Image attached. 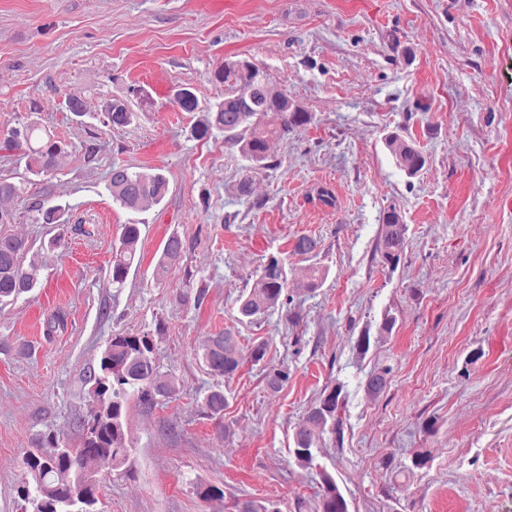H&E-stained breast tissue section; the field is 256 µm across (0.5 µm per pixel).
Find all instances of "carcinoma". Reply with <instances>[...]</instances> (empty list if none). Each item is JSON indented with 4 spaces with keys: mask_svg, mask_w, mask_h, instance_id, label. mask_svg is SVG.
<instances>
[{
    "mask_svg": "<svg viewBox=\"0 0 512 512\" xmlns=\"http://www.w3.org/2000/svg\"><path fill=\"white\" fill-rule=\"evenodd\" d=\"M256 63L235 56L224 60V66L213 73V79L224 84V99L213 104H200L194 91L174 96V103L184 112H197L200 117L190 134L197 140L223 137L224 143L235 148L248 162V175L236 185L237 195L250 194L252 175L274 168L269 161L268 144L272 139H284L296 128L313 120L309 112L295 104L288 93L279 89L271 75L255 85ZM102 123L109 127L131 125L137 113L129 111L126 100L111 98L102 103ZM9 148H25L27 169L32 174L48 175L56 159L65 150V144L42 134L36 122L13 128L5 138ZM384 144L395 167L412 178L427 164V157L416 142L397 132L384 138ZM169 181L162 170L150 168L131 171L114 167L109 181L112 201L131 213L146 204L157 205L168 193ZM35 211L44 224H57L61 232L48 240L49 250L62 249L68 230L89 234L82 225L69 227L65 208L43 201L36 203ZM408 225L401 221L396 209L386 212L377 241L381 262L396 267L407 243ZM139 224L122 225L118 244L113 247L112 284L122 287L133 264L140 262ZM319 241L303 235L293 243L292 252L309 255L317 251ZM184 244L178 233L165 240L157 260L155 275H163L182 256ZM30 247L25 240L9 234H0V302L14 300L29 294L41 285V265L36 259L24 262ZM329 268L311 265L306 269L307 289L314 291L327 279ZM293 295L288 288V271L282 258L271 255L259 266L250 289L239 296L237 322H253L279 308L290 305ZM67 316L56 311L47 317L44 327L48 336L65 330ZM155 337L148 331L138 334H116L102 349L96 364L84 372V384L94 402V409L86 416H78L71 423L80 435V443L70 445L65 436L50 434L39 448L23 456L25 478L16 489L22 512H98L97 498L85 499L79 484L86 480L100 486L103 478L122 468L132 448L127 412L131 402L153 407L162 398L175 391L172 377L163 375L156 362ZM196 360L208 373L224 378L233 377L243 365V350L235 329L205 337L194 349ZM393 367L385 365L372 371L366 380V391L379 395L386 390ZM290 371L281 365L269 369L265 375L266 389L277 393L288 384ZM343 384L325 386L292 433V455L303 468L313 465L318 448L326 434L340 432ZM228 400L220 388H211L203 394L200 408L204 415L218 422L224 419ZM321 492L316 512H350L349 504L340 491L335 476L320 472ZM197 497L208 501L224 496L220 487L198 480L194 483ZM234 512H280L274 504L253 499L236 500Z\"/></svg>",
    "mask_w": 512,
    "mask_h": 512,
    "instance_id": "obj_1",
    "label": "carcinoma"
}]
</instances>
